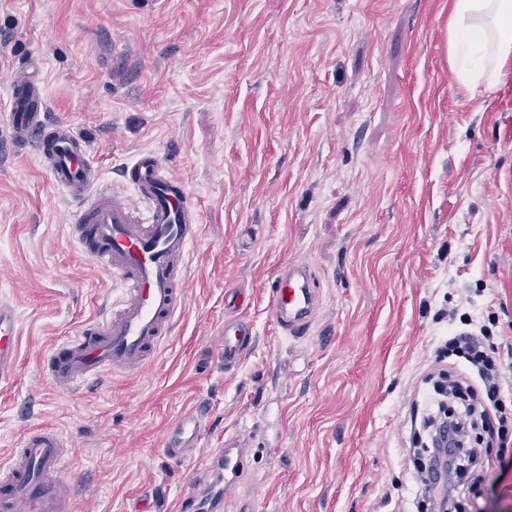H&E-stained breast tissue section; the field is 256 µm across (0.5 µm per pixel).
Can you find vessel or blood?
<instances>
[{
  "instance_id": "b4317fda",
  "label": "vessel or blood",
  "mask_w": 512,
  "mask_h": 512,
  "mask_svg": "<svg viewBox=\"0 0 512 512\" xmlns=\"http://www.w3.org/2000/svg\"><path fill=\"white\" fill-rule=\"evenodd\" d=\"M7 107L11 143L32 148L53 185L74 204L81 255L122 284L111 315L49 351L50 381L68 391L108 370L128 376L144 373L186 298V258L199 237L195 201L184 181L152 150L140 152L123 171L137 203L112 190L70 125L49 120L47 88L35 73L24 71L11 80ZM319 302V281L307 263L282 266L269 294V310L279 327L307 331ZM17 335L14 311L1 303V381L14 371ZM252 339L250 324L225 320L220 349L225 366H234ZM201 431L199 417L183 413L165 436V453L178 458L200 439ZM68 448V438L54 427L24 429L17 454L0 463V512H72L74 496L62 477ZM245 456L241 444L219 449L211 471L216 479L233 482L243 471ZM177 512H224V497L219 494L203 503L191 487L180 497Z\"/></svg>"
}]
</instances>
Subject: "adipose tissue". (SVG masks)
Here are the masks:
<instances>
[{
	"instance_id": "obj_1",
	"label": "adipose tissue",
	"mask_w": 512,
	"mask_h": 512,
	"mask_svg": "<svg viewBox=\"0 0 512 512\" xmlns=\"http://www.w3.org/2000/svg\"><path fill=\"white\" fill-rule=\"evenodd\" d=\"M446 43L458 85L494 94L512 66V0H451Z\"/></svg>"
}]
</instances>
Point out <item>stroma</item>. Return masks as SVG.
<instances>
[{"mask_svg":"<svg viewBox=\"0 0 512 512\" xmlns=\"http://www.w3.org/2000/svg\"><path fill=\"white\" fill-rule=\"evenodd\" d=\"M448 0H0V113L39 66L68 123L121 189L158 151L199 203L188 295L149 371L59 392L54 344L120 286L80 257L70 202L0 124V303L19 318L0 382V457L48 424L70 440L74 512H170L211 452L247 446L225 512H418L409 458L420 375L453 331L488 326L512 398V111L460 88ZM306 260L322 302L306 335L269 313L282 264ZM255 342L218 353L224 297ZM204 433L165 455L176 417ZM470 512H512V445Z\"/></svg>","mask_w":512,"mask_h":512,"instance_id":"35a3bbf8","label":"stroma"}]
</instances>
